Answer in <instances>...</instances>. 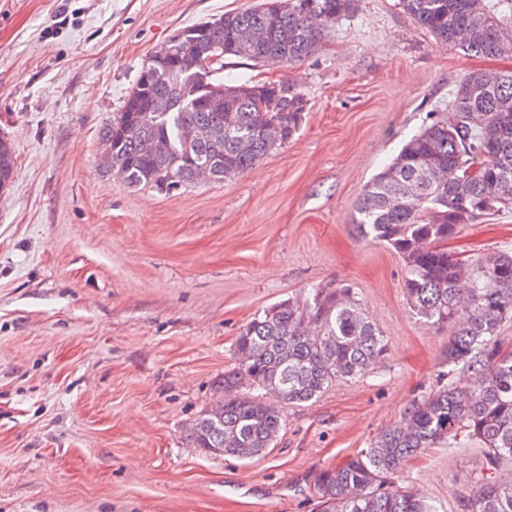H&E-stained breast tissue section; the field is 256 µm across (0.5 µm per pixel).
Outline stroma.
Returning a JSON list of instances; mask_svg holds the SVG:
<instances>
[{
	"label": "stroma",
	"instance_id": "obj_1",
	"mask_svg": "<svg viewBox=\"0 0 512 512\" xmlns=\"http://www.w3.org/2000/svg\"><path fill=\"white\" fill-rule=\"evenodd\" d=\"M257 3L0 0V137L16 164L0 191V512H318L320 472L462 380L449 330L413 317L400 256L360 235L354 204L468 73L512 69V53L465 54L400 0H359L292 68L225 62L224 81L286 80L308 101L299 131L239 178L164 194L101 170L100 133L151 53ZM448 248L512 249V212ZM342 287L385 359L286 408L265 456L194 448L243 325ZM480 469L472 450L429 448L398 480L463 512Z\"/></svg>",
	"mask_w": 512,
	"mask_h": 512
}]
</instances>
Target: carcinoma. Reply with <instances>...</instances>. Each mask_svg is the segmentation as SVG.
Listing matches in <instances>:
<instances>
[{
  "instance_id": "obj_1",
  "label": "carcinoma",
  "mask_w": 512,
  "mask_h": 512,
  "mask_svg": "<svg viewBox=\"0 0 512 512\" xmlns=\"http://www.w3.org/2000/svg\"><path fill=\"white\" fill-rule=\"evenodd\" d=\"M356 0H268L204 22L179 41L165 79H137L121 112L101 134L112 170L130 185L170 192L196 184L195 167L219 160L218 181L251 169L299 130L304 94L216 77L224 60L291 67L313 53ZM418 26L468 53L512 52V0H400ZM453 133H448V130ZM160 145L153 156L142 141ZM477 173L471 177L465 172ZM15 176L14 151L0 141V188ZM512 210V70L469 73L454 112L434 118L365 186L353 223L394 249L404 263L413 314L451 329L448 365L471 374L405 409L366 451L323 471V512H436L397 482L404 462L425 448H472L486 463L463 497L465 512H512V480L491 476L512 463V351L502 326L512 321V250L459 257L448 240L467 224ZM236 369L224 393L193 425L191 441L212 455L251 459L274 447L284 408L318 398L336 382L364 374L387 343L350 290L317 291L313 301L282 302L247 322L236 339ZM247 383L279 398L231 395Z\"/></svg>"
}]
</instances>
